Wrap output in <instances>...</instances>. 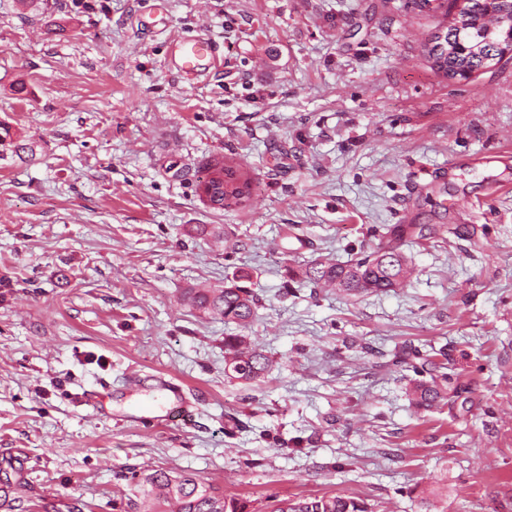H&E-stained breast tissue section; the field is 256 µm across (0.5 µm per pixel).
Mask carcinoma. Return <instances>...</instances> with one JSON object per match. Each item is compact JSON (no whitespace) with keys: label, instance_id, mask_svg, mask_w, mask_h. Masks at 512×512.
<instances>
[{"label":"carcinoma","instance_id":"obj_1","mask_svg":"<svg viewBox=\"0 0 512 512\" xmlns=\"http://www.w3.org/2000/svg\"><path fill=\"white\" fill-rule=\"evenodd\" d=\"M512 15V0H466L467 20L438 27L448 53L434 68L443 75L452 71L460 79H469L488 68L486 60L502 54V46L512 41V31L489 29L485 17L489 10ZM224 185V205H241L249 195L250 181L242 178L240 166L232 159L208 170L199 180V188ZM411 274L408 258L387 243L350 262L315 260L304 271L307 282L316 287L330 286L348 295L384 293L406 285ZM183 301L191 309L209 317H220L243 329L251 327L256 317V298L234 282L222 289L188 288ZM272 362L247 336L224 337V373L246 384L265 377ZM446 373L430 374L411 390L413 403L431 409L448 398L444 383ZM134 483L127 494L124 512H250V501L227 496L220 488L189 472L172 474L163 470H144L132 476ZM273 512H368L367 505L354 498L337 495L282 500Z\"/></svg>","mask_w":512,"mask_h":512}]
</instances>
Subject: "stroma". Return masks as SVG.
<instances>
[{
	"label": "stroma",
	"mask_w": 512,
	"mask_h": 512,
	"mask_svg": "<svg viewBox=\"0 0 512 512\" xmlns=\"http://www.w3.org/2000/svg\"><path fill=\"white\" fill-rule=\"evenodd\" d=\"M441 21L420 0H0V512H120L150 467L256 512H512V188L475 164L512 155V58L445 79L423 54ZM199 32L221 65L180 78L171 44ZM228 157L250 198L217 210L197 184ZM404 222L406 287L302 281ZM237 277L272 362L252 384L224 375L239 327L180 302ZM414 350L451 376L431 411ZM148 373L197 393L190 422L142 425ZM273 512H368L367 505L354 498L337 495L282 500Z\"/></svg>",
	"instance_id": "obj_1"
}]
</instances>
